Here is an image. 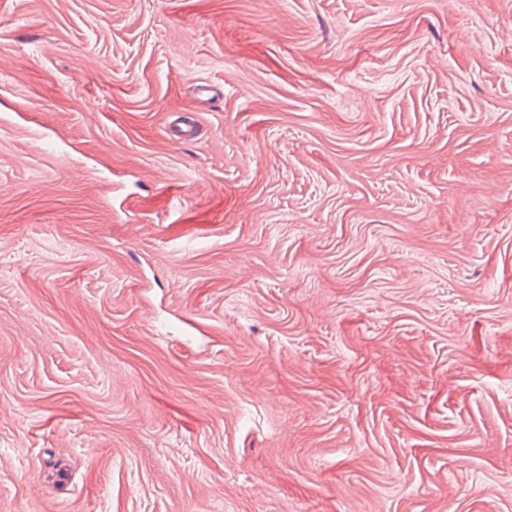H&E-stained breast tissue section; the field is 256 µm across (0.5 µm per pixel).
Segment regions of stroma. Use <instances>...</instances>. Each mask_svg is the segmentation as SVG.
<instances>
[{
  "mask_svg": "<svg viewBox=\"0 0 512 512\" xmlns=\"http://www.w3.org/2000/svg\"><path fill=\"white\" fill-rule=\"evenodd\" d=\"M0 512H512V0H0Z\"/></svg>",
  "mask_w": 512,
  "mask_h": 512,
  "instance_id": "1",
  "label": "stroma"
}]
</instances>
